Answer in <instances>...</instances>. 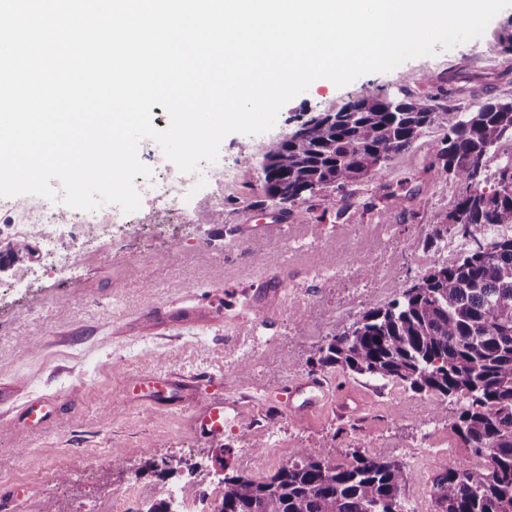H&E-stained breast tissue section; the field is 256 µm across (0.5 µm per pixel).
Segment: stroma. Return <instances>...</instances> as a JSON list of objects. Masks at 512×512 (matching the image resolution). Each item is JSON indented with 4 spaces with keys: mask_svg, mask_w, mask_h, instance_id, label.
Masks as SVG:
<instances>
[{
    "mask_svg": "<svg viewBox=\"0 0 512 512\" xmlns=\"http://www.w3.org/2000/svg\"><path fill=\"white\" fill-rule=\"evenodd\" d=\"M510 27L512 7L452 49L342 88L309 87L282 107L270 131L224 138V199L206 205V221L113 231L111 257L86 256L76 278L35 277L39 241L18 253L0 232V251L14 253L0 279L33 274L22 300L0 298V505L93 512L131 484L127 507L135 512L162 482L187 498L203 491L214 500L222 494L216 460L263 480L307 448L344 466L359 454L409 463L405 499L438 512L436 475L461 461L485 464L454 429L460 402L439 407L433 395L313 362L364 311L399 298L430 264L447 262L444 249L426 244L463 191L430 169L444 128L433 124L383 170L337 192L336 207L317 199L293 207L290 223L314 226L311 235L260 236L258 225L270 221L256 206L260 166L309 115L337 111L360 94L449 95L469 112L489 98L511 101L512 68H500L512 59L500 43ZM352 208L360 220L350 219ZM367 265L374 277L365 276ZM148 375L173 382L161 404L136 387ZM313 380L325 383L327 396L297 414L303 398L287 390ZM35 398L57 400L60 409L32 431L23 410ZM215 405L231 419L220 432L202 425ZM424 443L432 454L419 455Z\"/></svg>",
    "mask_w": 512,
    "mask_h": 512,
    "instance_id": "obj_1",
    "label": "stroma"
}]
</instances>
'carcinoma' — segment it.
Here are the masks:
<instances>
[{"instance_id":"carcinoma-1","label":"carcinoma","mask_w":512,"mask_h":512,"mask_svg":"<svg viewBox=\"0 0 512 512\" xmlns=\"http://www.w3.org/2000/svg\"><path fill=\"white\" fill-rule=\"evenodd\" d=\"M447 127L431 170L473 188L464 191L429 237L448 232V218L469 240L461 257L434 266L385 307L367 309L334 336L322 366L391 380L430 393L442 406L465 397L455 427L484 468L457 465L434 480L439 512H512V234L478 239L487 225L512 226V157L497 181L481 187L502 140L512 139V101L488 100L478 111L406 97L359 95L339 111L318 113L268 152L261 164V206L281 214L316 197L333 206L341 190L409 150L436 119ZM299 459L257 481L224 474V512H403L412 478L404 463L359 454L344 467L303 448ZM161 483L140 512H170Z\"/></svg>"}]
</instances>
